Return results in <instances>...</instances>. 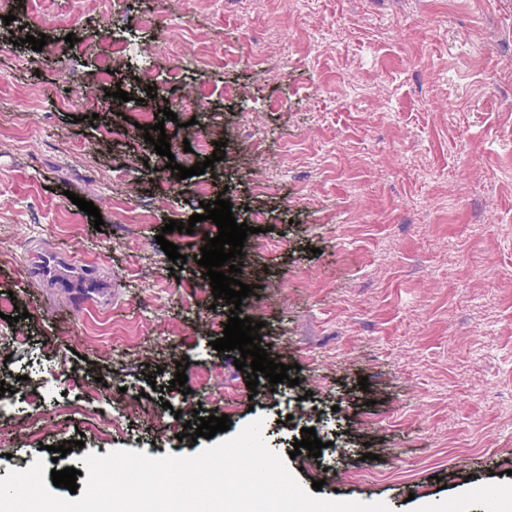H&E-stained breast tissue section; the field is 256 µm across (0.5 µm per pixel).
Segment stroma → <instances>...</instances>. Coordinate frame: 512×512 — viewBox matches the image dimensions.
I'll return each instance as SVG.
<instances>
[{
  "label": "stroma",
  "mask_w": 512,
  "mask_h": 512,
  "mask_svg": "<svg viewBox=\"0 0 512 512\" xmlns=\"http://www.w3.org/2000/svg\"><path fill=\"white\" fill-rule=\"evenodd\" d=\"M0 22V370L15 401L0 478L43 459L84 470L116 449L192 455L177 411L229 415L322 498L390 512H499L512 486V0H11ZM128 13L108 41L88 34ZM46 34L41 51L26 43ZM74 42H66V35ZM125 65L106 74L115 47ZM192 86L190 101L166 89ZM130 99L103 109L115 89ZM176 121H158L161 108ZM163 124L225 145L204 195L145 141ZM35 138L16 146L27 128ZM225 194L254 227L243 316L287 382L250 395L222 354L230 307L195 259L212 221L173 232ZM99 208L102 227L70 200ZM28 317L8 323L15 309ZM189 359V395L170 387ZM59 378L28 400L43 371ZM369 386L360 389V378ZM124 412L90 430L115 387ZM320 457L288 458L302 428ZM83 440L65 457L51 447Z\"/></svg>",
  "instance_id": "stroma-1"
}]
</instances>
